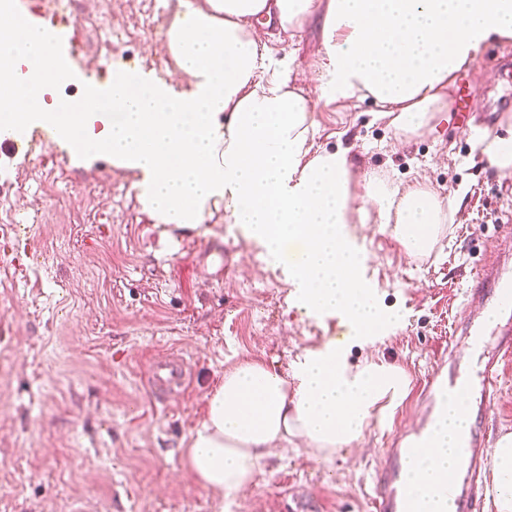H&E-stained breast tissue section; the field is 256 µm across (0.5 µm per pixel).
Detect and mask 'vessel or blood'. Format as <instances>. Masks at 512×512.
Instances as JSON below:
<instances>
[{
	"label": "vessel or blood",
	"instance_id": "obj_1",
	"mask_svg": "<svg viewBox=\"0 0 512 512\" xmlns=\"http://www.w3.org/2000/svg\"><path fill=\"white\" fill-rule=\"evenodd\" d=\"M465 303L472 315L462 330L468 349L479 352L480 367L472 371H456L450 375L434 374L430 382L429 408L439 412L446 400L463 398L468 413L487 412L486 394L496 390L499 372L512 360V268L487 266L465 292ZM497 335L498 349H487L488 335ZM190 362L183 355L171 352L153 361L147 372V385L152 396L161 397L185 390L189 385ZM479 441L475 432L462 437L460 466L445 478L441 493L448 512H479L480 489L487 465L476 450ZM417 455L411 442L388 449L387 467L382 471L377 491L379 512H416L417 502L404 489V472Z\"/></svg>",
	"mask_w": 512,
	"mask_h": 512
}]
</instances>
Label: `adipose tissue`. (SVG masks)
<instances>
[{
	"instance_id": "ef3b65f1",
	"label": "adipose tissue",
	"mask_w": 512,
	"mask_h": 512,
	"mask_svg": "<svg viewBox=\"0 0 512 512\" xmlns=\"http://www.w3.org/2000/svg\"><path fill=\"white\" fill-rule=\"evenodd\" d=\"M315 17L327 58L321 100L371 99L403 136L434 129L456 75L489 44L512 39V0H178L165 39L191 90L117 67L112 117L103 121L102 103L90 96L55 98L66 73L40 69L55 57L47 31L0 10V135L39 121L84 151L110 154L113 166L138 173L140 200L162 224L194 228L210 205L223 204L225 220L243 225L287 272L300 308L340 319L348 342L362 340L400 317L379 306L349 239L353 160L344 149H315L313 101L254 28L262 19L283 33ZM473 162L511 172L512 123L485 135ZM365 189L412 257L433 249L461 203L455 194L399 191L385 177L368 178ZM348 342L327 339L289 375L252 361L226 371L189 439L194 481L234 492L254 482L277 442L296 439L328 457L360 440L373 413L405 397L409 380L378 358L349 365ZM467 423L447 405L431 450L417 459L408 491L420 512H440L439 478L456 466L455 433ZM491 471L496 512H512V433L496 440Z\"/></svg>"
}]
</instances>
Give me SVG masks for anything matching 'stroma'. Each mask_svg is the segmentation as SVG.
<instances>
[{"label": "stroma", "mask_w": 512, "mask_h": 512, "mask_svg": "<svg viewBox=\"0 0 512 512\" xmlns=\"http://www.w3.org/2000/svg\"><path fill=\"white\" fill-rule=\"evenodd\" d=\"M176 2L40 0L39 16L74 31L62 50L69 70L104 85L119 61L182 89L188 80L162 33ZM272 55L318 102L316 145L350 149L354 195L374 172L403 189L463 197L421 257L408 256L377 217L349 227L368 286L401 320L382 339L349 346L347 360L400 367L405 398L331 457L282 441L237 494L199 487L184 453L225 370L255 360L291 372L344 327L300 310L282 269L225 223L223 207L179 230L149 215L134 173L107 156L79 162L43 146L26 155L0 147V512H284L297 499L303 512H377L385 451L426 415L424 383L439 359L466 362L460 324L474 272L512 259V223L499 221L512 211V174L471 164L477 137L512 119V56L471 64L476 90L463 121L402 138L373 119L371 101L319 102L317 20L283 35ZM171 350L191 357L193 374L185 392L158 403L145 376ZM472 427L484 453L512 433V361L492 410Z\"/></svg>", "instance_id": "stroma-1"}]
</instances>
